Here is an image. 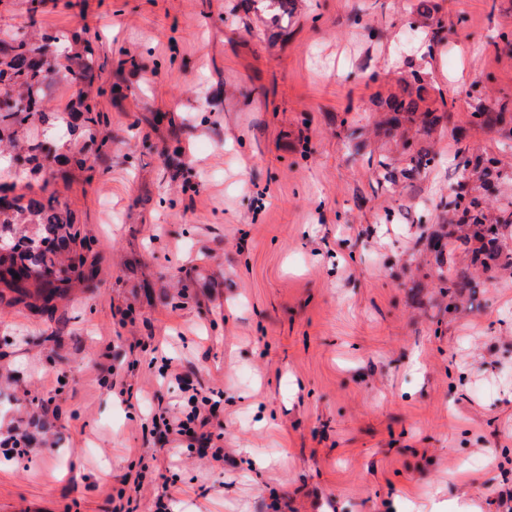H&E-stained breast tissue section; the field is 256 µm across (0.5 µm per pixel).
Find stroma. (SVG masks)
I'll list each match as a JSON object with an SVG mask.
<instances>
[{
    "label": "stroma",
    "mask_w": 512,
    "mask_h": 512,
    "mask_svg": "<svg viewBox=\"0 0 512 512\" xmlns=\"http://www.w3.org/2000/svg\"><path fill=\"white\" fill-rule=\"evenodd\" d=\"M411 2L0 0V32L91 47L107 118L100 147L55 138L88 169L0 167L55 193L95 270L52 313L0 305V434L30 448L0 453V512H115L122 490L152 512L163 472L174 512H512V275L449 313L428 245L454 220L458 147L500 161L490 214L512 201V0H431L428 20ZM413 71L454 106L407 180L374 123ZM187 383L224 393L223 461L149 431Z\"/></svg>",
    "instance_id": "1"
}]
</instances>
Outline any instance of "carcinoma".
Segmentation results:
<instances>
[{
	"instance_id": "carcinoma-1",
	"label": "carcinoma",
	"mask_w": 512,
	"mask_h": 512,
	"mask_svg": "<svg viewBox=\"0 0 512 512\" xmlns=\"http://www.w3.org/2000/svg\"><path fill=\"white\" fill-rule=\"evenodd\" d=\"M58 40L52 32L36 38L19 34L0 38V143H15L20 129L38 120L43 123L61 119L59 112L49 109L50 89L55 78L61 77L78 88V97L67 112L70 118L85 116L82 122L89 137H95L101 123L97 103L84 94L92 77V57H50L48 47ZM416 93L391 97L385 101L384 124L395 130L407 123L416 127V135L428 137L442 120L436 111L420 108L425 101V79L410 74ZM506 105L492 111L480 107L471 113V123L490 126L503 121ZM408 165L402 176L410 179L434 160L430 151L412 149L403 143ZM16 160L22 172L39 174L57 160L56 149L39 136H31L21 148ZM456 168L465 174L463 182L448 200L447 206L459 216L457 223L444 224L434 235L433 250L442 257L445 248L465 253V261L454 266L451 274L440 275L439 288L448 294V312L458 309L457 301L474 291V271L480 270L485 281L493 282L502 270L512 268V209L505 208L492 217L486 212L484 199L467 188L466 181L474 177L481 186L491 185L490 177L497 171L498 160L493 156L472 159L466 149L455 155ZM15 185L0 184V302L24 304L35 313H45L54 307L75 281L90 287L83 267V256L70 257L78 233L70 215L63 214L54 195L31 197L21 203L14 195Z\"/></svg>"
}]
</instances>
